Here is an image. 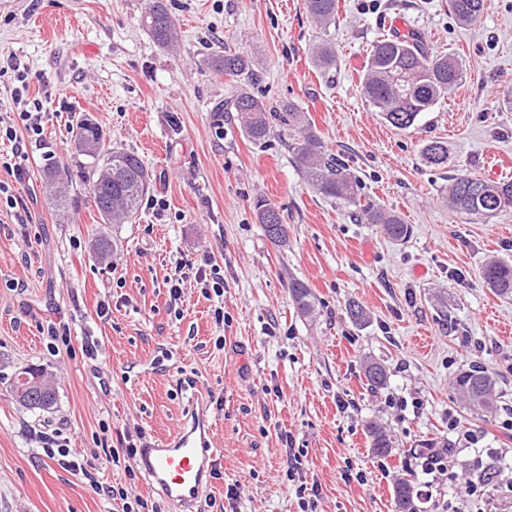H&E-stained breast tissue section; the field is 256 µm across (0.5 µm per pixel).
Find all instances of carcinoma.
I'll list each match as a JSON object with an SVG mask.
<instances>
[{"mask_svg":"<svg viewBox=\"0 0 512 512\" xmlns=\"http://www.w3.org/2000/svg\"><path fill=\"white\" fill-rule=\"evenodd\" d=\"M312 21L327 27L336 21L338 0H305ZM484 0H449V9L459 24L468 26L481 14ZM142 24L154 42L161 47L173 45L178 38L175 18L166 0H147ZM208 65L215 71L250 82L253 78L250 60L240 53L211 54ZM463 80V68L452 54H432L418 32L389 35L375 41L363 67L360 92L381 118L399 130L416 125L421 116L433 110L448 92ZM237 113L245 133L255 143L269 134L265 102L246 86H241L230 105ZM281 122L297 133L295 142L288 145L297 170L321 195L359 205L356 180L347 165L327 153L318 136L305 122V116L291 103L283 106ZM80 168L90 185L96 209L104 224H130L136 218L150 190V180L140 158L133 152L114 150L107 144L100 129L87 121L76 123ZM420 159L428 167L448 168V142L427 140L420 149ZM448 202L464 213L477 218H490L506 207H512V182L490 181L476 176L466 168H457L448 176ZM369 224H380L394 240H404L411 228L393 212L361 208ZM257 219L264 232L268 225L277 226V236L269 240L277 246L288 240L287 225L279 209L271 203L257 207ZM481 279L499 296H512V264L492 260L481 270ZM291 296L297 313L309 317L315 312V298L304 283H291ZM365 386L377 392L387 384L384 365L366 363L363 372ZM494 378L482 366L474 364L455 380V390L466 404L475 410L490 411ZM9 390L15 400L30 410H48L56 404V392L42 368L25 367L11 377ZM370 448L378 456L391 452L390 437L381 425H365ZM421 493L417 478L402 480L394 487L395 512H420L417 502Z\"/></svg>","mask_w":512,"mask_h":512,"instance_id":"obj_1","label":"carcinoma"}]
</instances>
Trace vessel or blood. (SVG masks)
I'll list each match as a JSON object with an SVG mask.
<instances>
[{
    "instance_id": "b4317fda",
    "label": "vessel or blood",
    "mask_w": 512,
    "mask_h": 512,
    "mask_svg": "<svg viewBox=\"0 0 512 512\" xmlns=\"http://www.w3.org/2000/svg\"><path fill=\"white\" fill-rule=\"evenodd\" d=\"M207 407L198 401L174 433L146 440L135 456L147 485L175 512H204L206 492L221 462Z\"/></svg>"
}]
</instances>
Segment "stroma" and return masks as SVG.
Listing matches in <instances>:
<instances>
[{"instance_id": "1", "label": "stroma", "mask_w": 512, "mask_h": 512, "mask_svg": "<svg viewBox=\"0 0 512 512\" xmlns=\"http://www.w3.org/2000/svg\"><path fill=\"white\" fill-rule=\"evenodd\" d=\"M147 0H0V123L20 110L12 90L26 76L42 106L40 139L18 130L23 180L7 165L16 145L0 139V181L27 212L0 207V512H122L82 474L63 469L35 440L66 424L74 460L104 485H129L172 512L124 466L93 452L103 431L172 433L191 394L205 396L223 451L208 512H300L289 448L303 449L298 481L318 485L317 512H393V487L418 476L422 512H512V297L480 278L496 258L512 262V208L476 219L448 205L447 170L421 164L428 139L447 141L449 165L512 180V0H485L460 26L448 0H339L336 22L316 26L304 0H167L179 41L156 45L141 23ZM422 33L431 52L457 56L465 77L416 126L401 131L372 112L359 75L372 43ZM336 49L321 67L313 48ZM248 55L254 91L268 108L304 112L325 147L348 166L362 203L399 215L412 232L395 241L353 207L324 198L296 170L288 132L273 123L256 144L220 106L238 79L209 68L211 52ZM95 123L112 147L144 162L160 206L143 203L134 223H102L80 169L77 119ZM58 172L72 208L60 209L46 172ZM276 205L288 244L274 246L255 211ZM116 246L99 260L94 240ZM217 264L223 297L187 280L178 310L166 277L177 261ZM301 281L317 298L300 316L290 296ZM366 313L354 323L347 300ZM109 301L111 313L98 307ZM224 308L223 324L214 309ZM65 318L71 333L99 341L98 356L48 351L41 327ZM223 337V350L214 347ZM388 384L363 387L367 361ZM493 374L496 414L470 412L453 382L471 362ZM34 365L50 373L57 403L31 412L8 380ZM196 376L194 391L180 379ZM391 437L372 453L364 426ZM453 446L452 472L423 474L415 451ZM499 475L467 496L483 469ZM235 498H227L228 488Z\"/></svg>"}]
</instances>
